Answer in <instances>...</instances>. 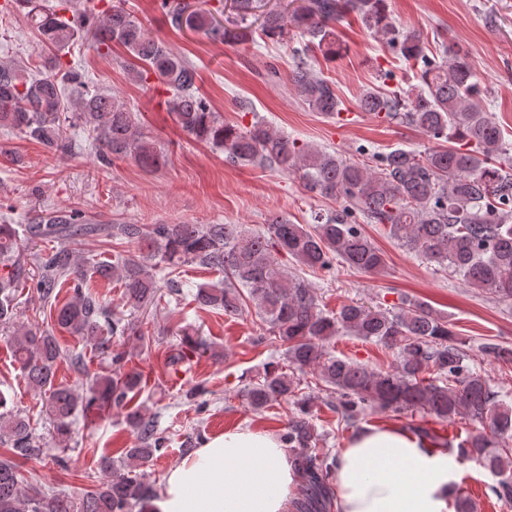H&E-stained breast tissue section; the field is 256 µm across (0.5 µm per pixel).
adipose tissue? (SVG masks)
I'll list each match as a JSON object with an SVG mask.
<instances>
[{"instance_id":"1","label":"adipose tissue","mask_w":512,"mask_h":512,"mask_svg":"<svg viewBox=\"0 0 512 512\" xmlns=\"http://www.w3.org/2000/svg\"><path fill=\"white\" fill-rule=\"evenodd\" d=\"M336 512H454L463 475L454 451H435L395 425L356 433L334 463ZM297 475L273 434L241 428L206 440L173 466L152 512H289Z\"/></svg>"}]
</instances>
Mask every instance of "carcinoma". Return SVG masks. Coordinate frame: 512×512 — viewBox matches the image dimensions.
<instances>
[{
	"instance_id": "1",
	"label": "carcinoma",
	"mask_w": 512,
	"mask_h": 512,
	"mask_svg": "<svg viewBox=\"0 0 512 512\" xmlns=\"http://www.w3.org/2000/svg\"><path fill=\"white\" fill-rule=\"evenodd\" d=\"M87 0H4L0 20L15 12L51 51L48 74L0 60V129L16 131L55 152H68L73 139L64 125L86 134L85 144L108 163L132 157L151 169L161 154L136 126L134 114L116 93L87 89L67 99L65 86L80 79L70 50L84 45L99 55L116 43L126 48L131 77L156 79L170 94L168 105L181 130L198 143L224 150L231 165L252 164L296 174L307 189L341 202L334 212L311 215V226L282 215L268 220L262 232L243 224H91L79 209L51 210L22 229L0 220V326L11 329L9 342L27 385L42 397L53 424V443L41 441L27 416L6 409L0 394V512H150L152 485L132 475L168 450V437L155 417L135 402L143 374L128 367L121 351L112 353V369L91 373L72 358L90 380L89 394L56 383L57 365L69 354L54 331L16 324V288L25 279V248L60 241L51 251L34 255L39 277L31 295L50 307L53 326L105 349L112 337L125 336L132 324L116 316L87 290L90 278L116 282L126 305L137 309L162 298L161 288L178 297L182 268L198 265L220 276L197 289L199 305L240 316L251 299L268 326L269 339L284 350L289 371L271 363L245 389L255 409L284 401L293 406L281 439L288 444L302 493L296 512H328L331 507L334 457L317 446L311 423L317 397L302 390L305 376H316L335 397L336 422L353 426L370 409L429 416L440 424L464 420L475 430L459 443L461 458L476 461L499 480L488 486L502 502H512V403L501 398L487 377L468 363L465 343L454 338L448 318L426 303L402 295L390 306L342 305L334 312L320 307L316 288L288 270L285 255L312 270H328L338 261L349 269L377 274L385 254L356 224L382 226L399 246L430 264L450 270L469 286L502 301H512V143L481 105L482 89L468 54L444 47L439 59L428 55V40L419 30L405 31L393 18L388 0H303L291 13L263 10L262 0H234L233 15L191 10L172 0H158L171 27L204 32L215 42L254 44L281 40L289 29L304 40L288 84L311 110L341 118L336 84L316 67L310 52L336 60L344 50L336 23L350 14L386 40L393 52L419 67L416 91L378 86L362 93L359 109L386 121L399 120L438 144L426 151L396 148L372 154L375 164L344 158L281 134L258 117L250 124H229L215 112L196 86L197 69L166 44L151 37L123 0L101 10ZM99 235L134 245L136 253L114 261H83L71 244ZM165 271L158 281L153 270ZM71 296L59 299V289ZM340 332L380 345L396 354V365L371 368L330 354L325 344ZM183 347L169 357L175 367L197 354L203 343L184 332ZM116 409L125 414L136 440L123 449V468L102 459L105 478L82 497L48 493L29 480L17 460L50 458L65 465L62 452L71 438L72 418L80 410ZM412 432L431 445H448L440 431L419 425Z\"/></svg>"
}]
</instances>
